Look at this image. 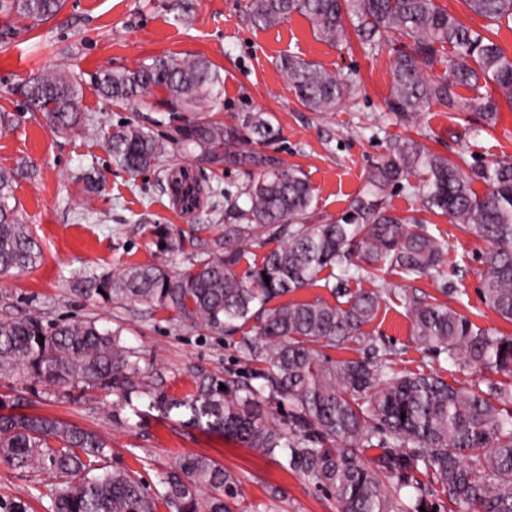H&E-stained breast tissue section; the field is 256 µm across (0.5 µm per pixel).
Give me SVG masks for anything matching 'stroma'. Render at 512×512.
<instances>
[{
	"label": "stroma",
	"instance_id": "obj_1",
	"mask_svg": "<svg viewBox=\"0 0 512 512\" xmlns=\"http://www.w3.org/2000/svg\"><path fill=\"white\" fill-rule=\"evenodd\" d=\"M169 53L203 56L220 69L221 102L200 113V120L234 126L242 113L260 112L278 128V139L232 146L224 149L219 162L207 163L198 149L178 144V130L188 115L172 109L163 93L127 109L113 107L98 95L94 78L99 71L132 68ZM289 55L353 78L352 98L333 112L309 111L279 69L281 58ZM392 56L388 47L371 54L353 32L345 41L326 42L298 14L274 27H258L245 10V0H65L60 12L29 32L16 17L0 14V111L14 118L12 130L0 135V167L31 166V173L19 178L15 195L43 250L36 267L0 277V319L84 318L121 329L147 380L176 395L192 390L200 371L236 379L239 352L233 337L211 335L168 310L149 313L87 298L79 279L113 272L126 263L157 261L152 235L157 224L170 225L174 236L184 237L182 250L166 260L173 268H186L196 252L192 239L205 242L222 233L226 211L247 207L243 190L249 180L274 167L304 172L314 196L311 221L325 224L350 212L366 192V175L392 140H422L439 154L454 155V133L479 126L478 113L452 114L436 105L413 122L396 119L385 105ZM62 64L78 79L80 106L93 118L96 133L51 132L42 114L25 106L20 91L25 80ZM131 117L169 142L172 150L171 157L134 177L112 165L102 136ZM470 152L482 163L512 159L511 104L501 103L494 130L478 137ZM177 166L205 180L209 195L196 210H182L172 196L168 174ZM86 171L94 175V184L83 180ZM422 179L417 173L390 187L385 203L400 215L424 221L431 234L447 240L443 276H348L346 288L377 290L384 300L361 336L330 355L360 359L370 343L383 342L393 371L436 373L466 388L478 382L470 369L415 343L406 297L437 298L449 286L455 293L446 298L448 304L480 326L512 334V324L479 299L484 243L425 207L416 191ZM0 395L28 398L34 412L106 434L112 446L108 464L133 470L150 486H157L179 457L202 454L237 479L239 494L229 499L230 512H338L329 491L284 469L278 458L185 425L178 414L163 417L148 410L147 400L125 409L128 424L116 427L109 418L112 398L103 392H62L13 378L0 379ZM53 483L51 474L20 472L0 461L1 505L21 502L28 512H51Z\"/></svg>",
	"mask_w": 512,
	"mask_h": 512
}]
</instances>
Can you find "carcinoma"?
I'll return each mask as SVG.
<instances>
[{
    "label": "carcinoma",
    "instance_id": "carcinoma-1",
    "mask_svg": "<svg viewBox=\"0 0 512 512\" xmlns=\"http://www.w3.org/2000/svg\"><path fill=\"white\" fill-rule=\"evenodd\" d=\"M486 21L478 32L437 0H246L255 25L271 27L297 13L326 41L347 36L346 22L368 34L370 52L398 43L391 63L388 111L405 122L434 105L449 113L477 110L482 126L454 134V157L434 153L411 138L390 142L367 176L369 191L345 216L309 224L313 194L297 168L272 170L250 182L246 209L196 253L189 267L129 264L112 274L86 276L84 295L110 303L175 312L189 325L219 336L243 332L240 363L261 381L230 384L205 373L194 391L177 397L144 380L135 352L122 331L92 319L46 323L37 317L0 320V377L18 376L61 391L100 390L116 396L112 423L132 399H149L164 415L176 411L184 423L220 432L300 472L330 491L339 512H512V383L490 380L486 389L463 388L438 374L399 375L385 364L387 347L371 343L363 360H333L323 349L360 335L377 314L382 294L324 284L335 298L286 300L318 281L326 269L346 272L354 260L370 279L396 271L441 276L447 242L383 205V193L405 176L426 175L416 190L426 206L465 234L487 243L482 273L483 304L512 323V162L478 168L468 158L470 140L498 122L500 100L512 106V56L494 40L512 25V0H463ZM64 0H0V12L28 21L30 31L53 17ZM443 65L441 73L434 67ZM280 67L298 100L314 112H332L355 89L354 81L316 64L285 57ZM224 79L204 57L167 55L134 68L104 70L95 77L100 96L116 105L142 102L160 89L171 104L206 112L221 98ZM466 93H460V90ZM79 82L67 68L28 81L30 111L45 114L51 129L69 133L90 125L79 107ZM250 138L277 135L261 115L240 121ZM181 143L211 159L236 139L217 123L188 121ZM112 163L134 176L169 154L133 119L104 132ZM18 170L0 168V273H21L41 259L40 247L14 197ZM486 190L479 194L473 183ZM175 200L195 209L201 183L181 170L169 180ZM274 234L280 244L244 272L237 267L254 243ZM157 251L180 248L166 224L153 225ZM269 280H264V277ZM407 311L412 336L422 348L445 353L455 365L478 375L512 378V336L480 327L448 304L411 296ZM253 324V334L244 327ZM225 389H219L220 384ZM286 401L288 419L264 411L266 399ZM22 398L0 397V459L17 470L53 475L54 512H229L224 496L234 477L213 459L188 454L160 477L161 490L147 487L124 467L104 466L112 451L106 436L57 417L26 411ZM384 452L369 459L372 448ZM417 490L405 504L401 490Z\"/></svg>",
    "mask_w": 512,
    "mask_h": 512
}]
</instances>
